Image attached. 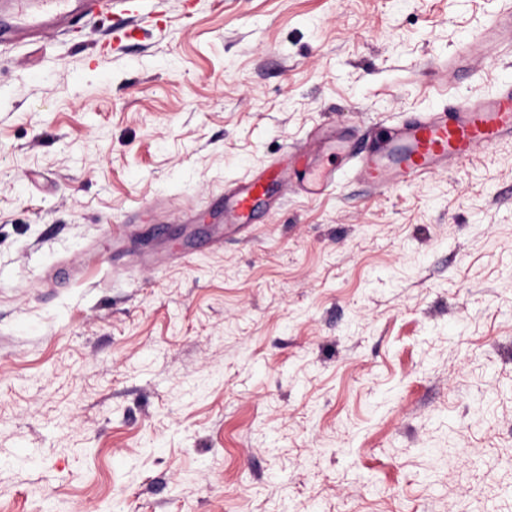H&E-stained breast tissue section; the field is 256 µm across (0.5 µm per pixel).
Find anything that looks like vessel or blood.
Returning a JSON list of instances; mask_svg holds the SVG:
<instances>
[{
    "label": "vessel or blood",
    "instance_id": "b4317fda",
    "mask_svg": "<svg viewBox=\"0 0 512 512\" xmlns=\"http://www.w3.org/2000/svg\"><path fill=\"white\" fill-rule=\"evenodd\" d=\"M95 7V0H0V43L46 33L67 17ZM505 50H512V0H504L479 33L439 67L461 78ZM505 141H512V81L500 84L491 95L453 99L435 111L381 128L361 148L345 132L329 128L299 153L284 154L228 187L224 222L242 231L252 224L258 204L272 201L273 191L320 197L333 190L348 169L369 189L381 192L447 171Z\"/></svg>",
    "mask_w": 512,
    "mask_h": 512
}]
</instances>
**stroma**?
<instances>
[{
    "label": "stroma",
    "instance_id": "stroma-1",
    "mask_svg": "<svg viewBox=\"0 0 512 512\" xmlns=\"http://www.w3.org/2000/svg\"><path fill=\"white\" fill-rule=\"evenodd\" d=\"M499 7L112 0L0 44V512H512V142L224 231L316 127L512 81L433 70Z\"/></svg>",
    "mask_w": 512,
    "mask_h": 512
}]
</instances>
